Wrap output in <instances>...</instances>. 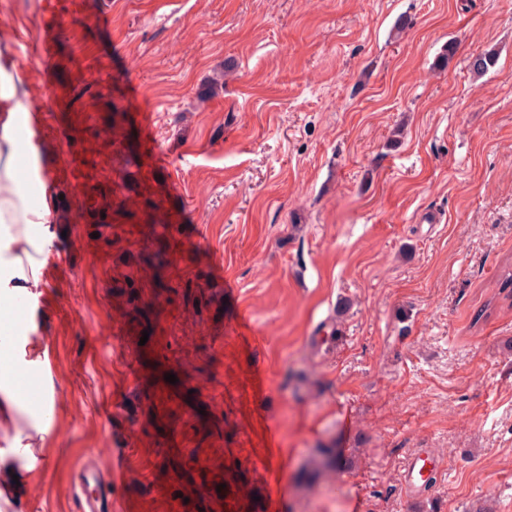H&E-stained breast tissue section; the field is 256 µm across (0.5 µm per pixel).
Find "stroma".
<instances>
[{
  "label": "stroma",
  "mask_w": 512,
  "mask_h": 512,
  "mask_svg": "<svg viewBox=\"0 0 512 512\" xmlns=\"http://www.w3.org/2000/svg\"><path fill=\"white\" fill-rule=\"evenodd\" d=\"M39 2L0 0V39L34 112L78 93L40 147L57 263L32 307L68 429L44 469L0 463L43 489L0 512H78L103 437L144 454L134 369L176 375L169 422L222 440L227 488L265 497L274 443L284 512H512V0H99L48 70ZM74 122L91 180L64 169ZM129 326L147 343L112 356ZM419 448L441 467L412 498Z\"/></svg>",
  "instance_id": "1"
}]
</instances>
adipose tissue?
Instances as JSON below:
<instances>
[{
	"mask_svg": "<svg viewBox=\"0 0 512 512\" xmlns=\"http://www.w3.org/2000/svg\"><path fill=\"white\" fill-rule=\"evenodd\" d=\"M22 87L20 67L0 60V404L44 438L50 434L52 406L46 399L33 404L20 391L16 369L36 361L26 356L29 338L20 321L6 315L38 285L41 257L54 239L52 190L41 179L37 154L20 136L29 113Z\"/></svg>",
	"mask_w": 512,
	"mask_h": 512,
	"instance_id": "adipose-tissue-1",
	"label": "adipose tissue"
}]
</instances>
